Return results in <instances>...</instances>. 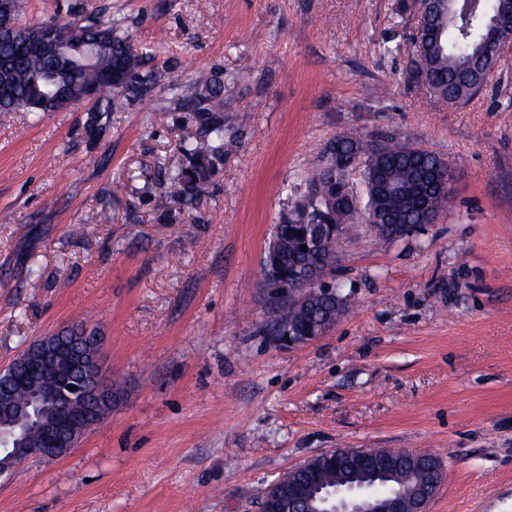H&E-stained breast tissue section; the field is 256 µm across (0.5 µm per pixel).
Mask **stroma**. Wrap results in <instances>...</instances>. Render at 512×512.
<instances>
[{
    "label": "stroma",
    "instance_id": "35a3bbf8",
    "mask_svg": "<svg viewBox=\"0 0 512 512\" xmlns=\"http://www.w3.org/2000/svg\"><path fill=\"white\" fill-rule=\"evenodd\" d=\"M23 22L94 16L147 54L141 96L0 112V369L82 326L122 383L65 457L0 475V512H260L331 448L425 451L429 512H512V62L463 106L412 75L413 0H20ZM224 81L234 147L206 196L161 167L199 121L170 87ZM449 162L434 223L382 241L354 220L332 281L347 309L282 344L264 257L337 137Z\"/></svg>",
    "mask_w": 512,
    "mask_h": 512
}]
</instances>
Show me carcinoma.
<instances>
[{
    "label": "carcinoma",
    "instance_id": "carcinoma-1",
    "mask_svg": "<svg viewBox=\"0 0 512 512\" xmlns=\"http://www.w3.org/2000/svg\"><path fill=\"white\" fill-rule=\"evenodd\" d=\"M6 4L15 27V37L0 33V112L22 111L36 122L55 111L60 100L84 102L89 95L98 98L97 111L109 112V95H128L144 91L140 69L144 53L131 40L104 26L92 17L81 24L54 23L58 37L71 46V56L47 54L44 24L19 22V0H0ZM504 20L492 0H483L481 11L467 21L451 19L446 23L441 43L428 42L423 61L431 86L444 93L451 105L465 104L474 98L475 88L487 83L488 59L480 56L483 46L496 40L499 23ZM205 127L197 136L187 134L178 147L190 166L171 164L164 170L168 196L185 204L204 195L216 165L224 161L233 142L225 137L231 117L224 113V83L217 80L206 92L190 98ZM445 160L433 151L410 143L373 146L359 138L336 139L327 163L305 174L311 187L325 183L330 167L337 168L334 186L336 213L333 224L322 223L325 202L310 193L293 203L275 227V236L283 243L273 259L283 275L306 274L312 268L322 277L336 266V238L344 235L350 222L346 215L351 203H361L369 218L370 229L382 227L379 237L393 239L435 220L451 200L436 180ZM307 246L302 251L301 246ZM346 302L338 290L324 293L308 307L294 301L282 307L271 333L287 331L293 336H312L325 324L338 320ZM15 387L16 399L31 400L46 416L51 405L43 395L54 388L51 378L27 371L14 364V372L0 377ZM408 472L407 479H430L435 461L430 454L395 459ZM335 478L323 460L314 469L292 471L291 482L279 484L275 492L286 495L304 491L313 481Z\"/></svg>",
    "mask_w": 512,
    "mask_h": 512
}]
</instances>
